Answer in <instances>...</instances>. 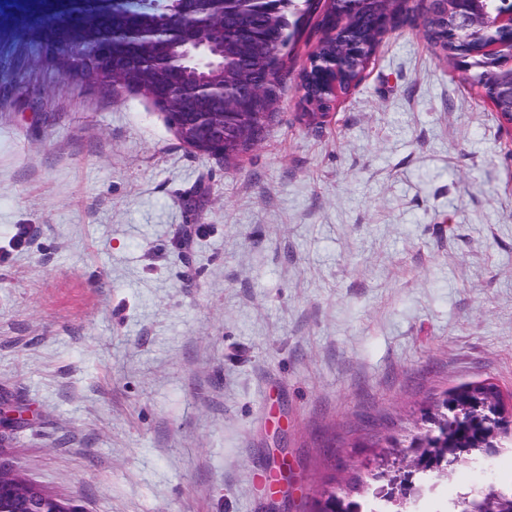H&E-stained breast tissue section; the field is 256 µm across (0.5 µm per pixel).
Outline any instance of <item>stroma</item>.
<instances>
[{
	"mask_svg": "<svg viewBox=\"0 0 512 512\" xmlns=\"http://www.w3.org/2000/svg\"><path fill=\"white\" fill-rule=\"evenodd\" d=\"M0 0V456L85 512H309L403 458L450 386L512 390V156L422 23L325 122L286 41L241 157L58 74ZM512 483V448L406 512Z\"/></svg>",
	"mask_w": 512,
	"mask_h": 512,
	"instance_id": "1",
	"label": "stroma"
}]
</instances>
